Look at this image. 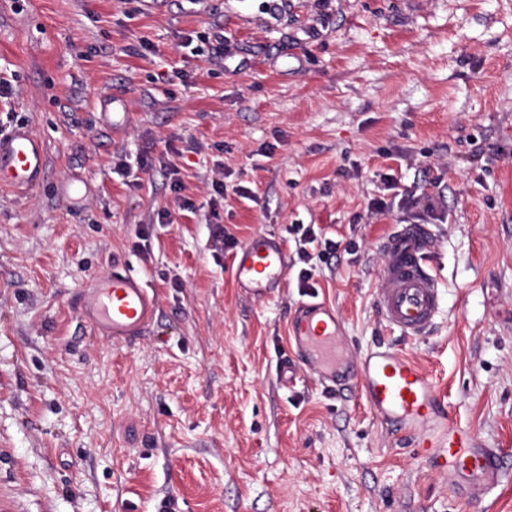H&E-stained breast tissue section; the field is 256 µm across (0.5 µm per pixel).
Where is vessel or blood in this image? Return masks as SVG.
Instances as JSON below:
<instances>
[{"mask_svg":"<svg viewBox=\"0 0 512 512\" xmlns=\"http://www.w3.org/2000/svg\"><path fill=\"white\" fill-rule=\"evenodd\" d=\"M98 106L102 115L111 117L113 130L125 128L129 121L127 93H108ZM47 164L46 144L29 125L0 133V187L26 193L42 183ZM434 249L431 231L424 224L398 225L382 244L385 262L379 272L375 305L384 322L401 336L427 335L436 324L440 296L430 263ZM287 274L284 245L268 234H255L234 255V279L248 297H268L281 287ZM157 307L152 288L142 278L122 271L96 280L78 302L91 329L115 342L143 336L154 322ZM342 330L334 306L315 299L301 302L289 323L293 356L279 360L276 367L281 385H292L304 373L333 391L358 385L382 423L412 437L417 458L451 475L461 500L488 497L503 474L502 453L481 447L472 431L449 426L444 395L414 359L386 343L351 358Z\"/></svg>","mask_w":512,"mask_h":512,"instance_id":"1","label":"vessel or blood"}]
</instances>
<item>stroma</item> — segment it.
<instances>
[{"instance_id": "1", "label": "stroma", "mask_w": 512, "mask_h": 512, "mask_svg": "<svg viewBox=\"0 0 512 512\" xmlns=\"http://www.w3.org/2000/svg\"><path fill=\"white\" fill-rule=\"evenodd\" d=\"M191 31L202 55L177 48ZM0 78L15 90L0 124L30 123L49 152L26 197L0 188V494L16 512H512V0H0ZM115 89L132 112L117 132L94 109ZM144 156L142 184L116 174ZM184 199L193 211L158 223ZM421 219L441 312L408 339L374 292L383 241ZM217 224L280 238L274 296L241 293ZM292 224L340 244L312 258L311 293ZM116 268L158 295L130 343L76 307ZM311 295L350 355L394 344L452 423L503 452L490 498L461 502L360 394L279 385Z\"/></svg>"}]
</instances>
